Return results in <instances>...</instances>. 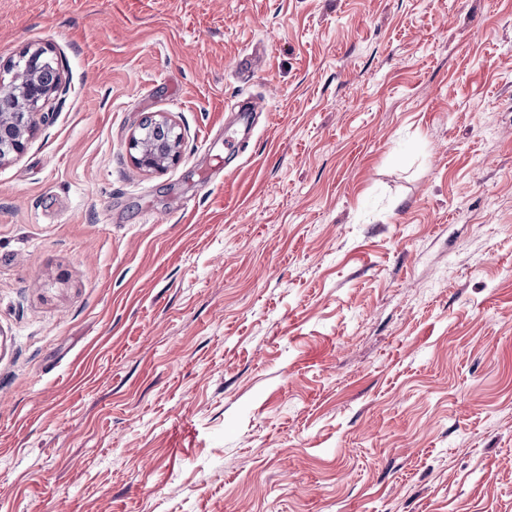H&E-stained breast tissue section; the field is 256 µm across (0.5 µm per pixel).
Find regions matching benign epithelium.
Returning a JSON list of instances; mask_svg holds the SVG:
<instances>
[{
    "label": "benign epithelium",
    "mask_w": 512,
    "mask_h": 512,
    "mask_svg": "<svg viewBox=\"0 0 512 512\" xmlns=\"http://www.w3.org/2000/svg\"><path fill=\"white\" fill-rule=\"evenodd\" d=\"M56 64L44 49L28 50L17 63L7 64L6 71L13 75L8 81L0 77V95L18 98L20 111L0 113V161L23 153L36 123L49 119V104L61 89V77L48 84L43 73ZM154 124L164 126L167 137L155 142L150 139L149 130L141 127L131 136L129 150L139 167L162 171L179 160L181 133L166 118Z\"/></svg>",
    "instance_id": "benign-epithelium-1"
}]
</instances>
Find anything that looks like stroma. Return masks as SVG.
Segmentation results:
<instances>
[{"label": "stroma", "instance_id": "35a3bbf8", "mask_svg": "<svg viewBox=\"0 0 512 512\" xmlns=\"http://www.w3.org/2000/svg\"><path fill=\"white\" fill-rule=\"evenodd\" d=\"M44 47L0 512H512V0H0ZM155 125H162L166 129L159 132L153 130L155 136L162 138L159 141H152L149 137V130L144 128V123L134 133L129 141V150L133 161L141 168L147 170L162 171L172 164H175L180 157L181 132L170 120L163 118L154 120Z\"/></svg>", "mask_w": 512, "mask_h": 512}]
</instances>
